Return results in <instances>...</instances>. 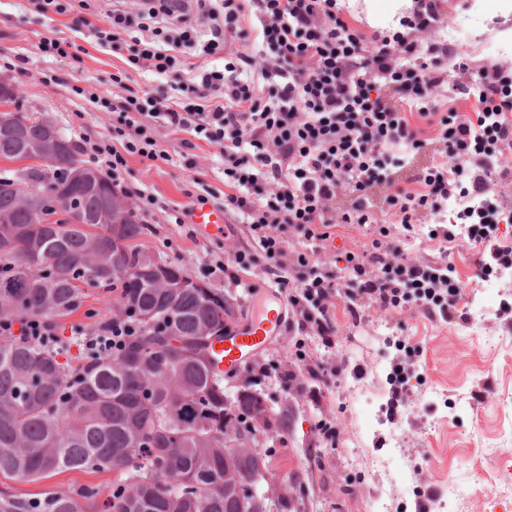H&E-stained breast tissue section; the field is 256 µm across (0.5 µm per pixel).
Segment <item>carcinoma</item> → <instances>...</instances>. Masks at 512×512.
I'll list each match as a JSON object with an SVG mask.
<instances>
[{
  "label": "carcinoma",
  "instance_id": "carcinoma-1",
  "mask_svg": "<svg viewBox=\"0 0 512 512\" xmlns=\"http://www.w3.org/2000/svg\"><path fill=\"white\" fill-rule=\"evenodd\" d=\"M20 112H0V158L40 159L23 132ZM87 172L81 152L63 148L37 182L63 183ZM0 177V317L53 319L81 305L85 289L134 315L140 329L123 351L84 357L83 377L60 351L0 338V474L30 481L66 470L112 473V491L57 488L42 497L0 494V512H241L239 491L224 488L232 468L247 486L270 468L272 450L236 448L233 438L256 422L288 435V408L255 395L224 390L214 369L213 344L231 316L224 295L187 284L180 267L132 245L146 225L120 196L112 221L99 217L101 188L76 189L78 203L52 211L50 224L30 223L28 209ZM156 262L159 274L128 279L122 271Z\"/></svg>",
  "mask_w": 512,
  "mask_h": 512
}]
</instances>
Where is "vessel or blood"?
<instances>
[{"label":"vessel or blood","mask_w":512,"mask_h":512,"mask_svg":"<svg viewBox=\"0 0 512 512\" xmlns=\"http://www.w3.org/2000/svg\"><path fill=\"white\" fill-rule=\"evenodd\" d=\"M192 221L201 227L220 232L224 229V215L207 206L195 207ZM284 307L264 308L246 321L232 327L224 339L213 345L215 361L220 370L233 371L259 349L272 341L280 332Z\"/></svg>","instance_id":"1"}]
</instances>
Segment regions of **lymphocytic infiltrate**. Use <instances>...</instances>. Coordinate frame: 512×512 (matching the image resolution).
Here are the masks:
<instances>
[{
    "label": "lymphocytic infiltrate",
    "instance_id": "f902f5d3",
    "mask_svg": "<svg viewBox=\"0 0 512 512\" xmlns=\"http://www.w3.org/2000/svg\"><path fill=\"white\" fill-rule=\"evenodd\" d=\"M43 15L69 17L100 48L126 52L127 71L114 74L124 93L98 97L112 116L105 138L84 136L90 162L121 187L128 156L147 166L169 163L167 135L183 133L220 150L223 188L192 179L194 197L241 216L255 250L230 247L216 269L229 282L255 293L244 274L272 275L288 295V329L297 336L336 344L333 309L349 302L353 319L365 308L386 313L417 310L454 321L463 290L451 265H430L407 253L401 238L428 220L430 238L460 237L491 243L483 274L512 269V246L499 244L501 225L512 223L486 192L487 180L512 181L498 158L512 150V66L494 65L458 94L477 93L482 109L470 117L442 113L438 142L442 160L421 168L423 193L401 187L399 171L427 143L411 128L403 106L437 113L448 75L467 68L441 39V0H414L399 30L364 37L343 21L336 0H193L189 11L172 0H119L101 10L95 0H29ZM255 9L256 31L243 26ZM250 43L226 53L229 39ZM223 55V69L198 65ZM167 80L162 90L129 86L131 72ZM479 207L468 206V199ZM461 201L458 223L447 222L449 200ZM391 224L378 223V215ZM338 224L372 226L360 252L337 251ZM127 314L74 327L85 353L120 350L136 331ZM0 336L54 347L57 327L45 319L0 318Z\"/></svg>",
    "mask_w": 512,
    "mask_h": 512
}]
</instances>
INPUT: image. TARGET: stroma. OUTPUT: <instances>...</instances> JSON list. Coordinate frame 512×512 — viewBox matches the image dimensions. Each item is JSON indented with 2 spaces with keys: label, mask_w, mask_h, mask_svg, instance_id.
I'll return each mask as SVG.
<instances>
[{
  "label": "stroma",
  "mask_w": 512,
  "mask_h": 512,
  "mask_svg": "<svg viewBox=\"0 0 512 512\" xmlns=\"http://www.w3.org/2000/svg\"><path fill=\"white\" fill-rule=\"evenodd\" d=\"M474 0H443L446 23L463 22L458 51L469 76L491 64L512 65V49L503 37L512 32V11L498 0H484L481 15H473ZM56 36L81 46L78 58H46L37 45ZM25 59V74L1 68L0 77L19 91L23 107L38 111L72 140L81 134L105 136L110 114L94 109L71 88L78 85L103 96L120 94L112 76L124 60L98 47L88 34L70 29L66 17L52 19L36 13L29 0H0V55ZM59 83H51L50 75ZM411 127L427 140L429 150L412 167L402 170L403 186L413 193L423 186L413 181L415 169L437 155L431 145L438 119L406 109ZM164 149L172 164L149 168L139 157L128 159L123 178L158 200L146 223L151 231L140 239L153 256L176 262L191 279L223 292L232 304L233 322L248 313L249 300L241 288L211 271L224 257V237L201 234L195 225L176 224L175 208L189 205L185 191L191 173L180 165L184 151L180 135L167 136ZM407 248L431 264H451L463 285L459 307L465 320L448 322L415 310L401 314L368 310L353 320L344 301L335 309L338 338L332 349L319 340L305 344L308 355L327 357L345 366L344 375L321 400H314L318 383L312 379L285 384L281 373L295 359L296 338L282 332L250 360L254 372H239L233 388L251 386L269 394L274 406H287L291 427L273 439V483L292 486L291 512H364L380 497L385 512H419L425 491L437 493L433 512H512V316L499 305L512 297V279L501 280L492 293L482 288L480 263L487 256L482 244L459 239L450 243L429 238L426 231L406 242ZM417 347L420 391L412 392L396 417H388L391 363L398 341ZM321 419H333L341 430L336 447L325 446L314 432ZM111 474L70 470L42 481L0 476V492L35 496L58 487L80 490L98 486L111 491Z\"/></svg>",
  "instance_id": "stroma-1"
}]
</instances>
